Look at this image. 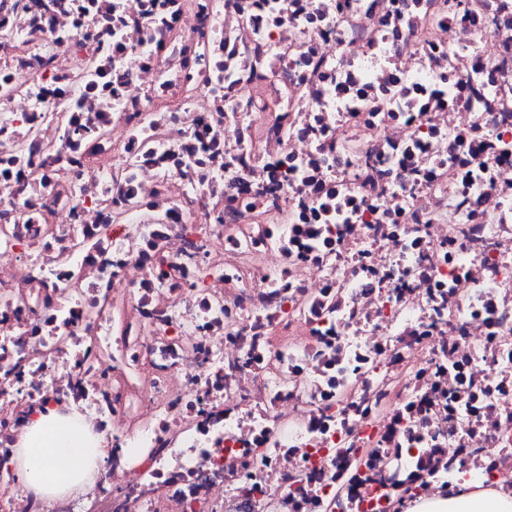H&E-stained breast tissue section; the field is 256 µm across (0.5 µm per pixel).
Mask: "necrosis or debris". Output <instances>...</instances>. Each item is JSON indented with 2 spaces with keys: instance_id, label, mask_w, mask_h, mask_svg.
<instances>
[{
  "instance_id": "obj_1",
  "label": "necrosis or debris",
  "mask_w": 512,
  "mask_h": 512,
  "mask_svg": "<svg viewBox=\"0 0 512 512\" xmlns=\"http://www.w3.org/2000/svg\"><path fill=\"white\" fill-rule=\"evenodd\" d=\"M78 2L0 0V512L512 495V0ZM14 448L19 483L52 500L88 493L107 464L110 444L103 434L92 433L77 412L47 405Z\"/></svg>"
}]
</instances>
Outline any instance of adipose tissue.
<instances>
[{
  "mask_svg": "<svg viewBox=\"0 0 512 512\" xmlns=\"http://www.w3.org/2000/svg\"><path fill=\"white\" fill-rule=\"evenodd\" d=\"M109 448L105 436L92 433L80 414L48 406L16 442L13 464L24 488L52 500L88 493L107 464ZM406 512H512V496L475 480L444 496L413 500Z\"/></svg>",
  "mask_w": 512,
  "mask_h": 512,
  "instance_id": "1",
  "label": "adipose tissue"
}]
</instances>
